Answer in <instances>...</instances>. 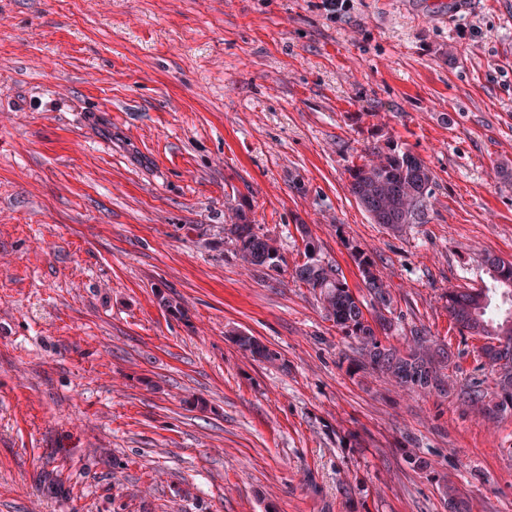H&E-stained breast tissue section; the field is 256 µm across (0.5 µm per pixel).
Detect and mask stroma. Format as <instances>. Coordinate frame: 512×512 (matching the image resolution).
Here are the masks:
<instances>
[{"instance_id":"35a3bbf8","label":"stroma","mask_w":512,"mask_h":512,"mask_svg":"<svg viewBox=\"0 0 512 512\" xmlns=\"http://www.w3.org/2000/svg\"><path fill=\"white\" fill-rule=\"evenodd\" d=\"M375 143L432 171L426 223L350 194ZM503 164L512 0H0V512H512V413L464 403L497 385L447 304L512 261ZM306 235L365 303L372 256L388 342L426 328L454 389L355 369ZM247 215L243 211L236 213L234 224H225L226 230L232 235L238 245V251L242 259L253 266H263L270 270L280 267L282 256L277 246L270 239L260 236L254 231V225L250 224ZM228 226V228H226ZM233 340L242 350L249 352L253 357L273 363L278 360V353L270 350L262 344L255 336H249L242 332L236 333Z\"/></svg>"}]
</instances>
